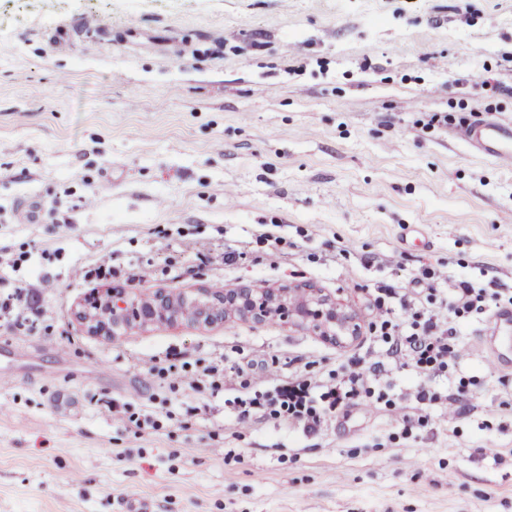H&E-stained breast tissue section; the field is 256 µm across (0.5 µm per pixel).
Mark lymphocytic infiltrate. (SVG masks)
I'll return each mask as SVG.
<instances>
[{"label": "lymphocytic infiltrate", "instance_id": "obj_1", "mask_svg": "<svg viewBox=\"0 0 512 512\" xmlns=\"http://www.w3.org/2000/svg\"><path fill=\"white\" fill-rule=\"evenodd\" d=\"M444 279V272L430 269L419 287L386 288L377 297L378 318L371 324L370 333L400 367L423 375L454 368L460 354L452 338L459 320L483 313L502 299L499 289L492 285L477 286L460 280L449 288L437 307L425 306L422 292L434 290ZM28 295V287L22 285L14 294L0 299V317L10 320L20 330L29 328L34 320L43 323L45 330H52V312L43 307H30ZM398 310L404 313V320L395 318ZM148 373L158 387L177 396L197 391L204 383L217 394L234 380L233 368L226 366L223 359H214L203 366L190 361L183 353L152 363ZM387 374L386 366L379 361L370 364L355 361L347 368L331 372L325 380L297 369L255 390L253 395L225 399L224 406L238 423L274 421L316 437L337 412L355 404L384 400L385 395L379 392L378 386Z\"/></svg>", "mask_w": 512, "mask_h": 512}]
</instances>
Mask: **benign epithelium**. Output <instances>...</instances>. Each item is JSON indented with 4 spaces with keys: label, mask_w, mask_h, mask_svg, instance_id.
Masks as SVG:
<instances>
[{
    "label": "benign epithelium",
    "mask_w": 512,
    "mask_h": 512,
    "mask_svg": "<svg viewBox=\"0 0 512 512\" xmlns=\"http://www.w3.org/2000/svg\"><path fill=\"white\" fill-rule=\"evenodd\" d=\"M186 304L197 306V323L216 324L231 315L257 323L278 319L303 324L336 343L354 338L360 332L357 319L341 303L314 288L243 286L219 292L199 289L191 296L158 291L148 298L139 297L127 288H113L92 298L77 316L90 332L116 336L127 329L179 319Z\"/></svg>",
    "instance_id": "7a95c632"
}]
</instances>
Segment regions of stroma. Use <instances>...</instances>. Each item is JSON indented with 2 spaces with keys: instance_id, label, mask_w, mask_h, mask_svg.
I'll return each mask as SVG.
<instances>
[{
  "instance_id": "35a3bbf8",
  "label": "stroma",
  "mask_w": 512,
  "mask_h": 512,
  "mask_svg": "<svg viewBox=\"0 0 512 512\" xmlns=\"http://www.w3.org/2000/svg\"><path fill=\"white\" fill-rule=\"evenodd\" d=\"M468 4L0 0V296L57 284L40 299L53 335L0 320V351L34 370L0 381V512H124L133 494L153 512H512V341L495 365L481 342L490 315L460 320L450 374L391 371L384 392L415 418L409 431L381 403L318 437L241 427L224 410L233 385L191 416L190 397L150 401L146 374L177 350L239 362L253 387L296 366L324 378L385 360L368 331L382 287L430 267L512 292V165L459 135L480 118L512 123V0ZM483 69L494 97L471 86ZM192 241L242 255L210 263ZM105 253L111 278L70 279ZM147 265L155 275L131 282ZM289 284L343 303L360 335L336 345L230 317L104 337L76 316L112 286ZM421 384L436 400L415 401ZM63 391L76 408L56 409ZM108 399L188 425L138 436Z\"/></svg>"
}]
</instances>
